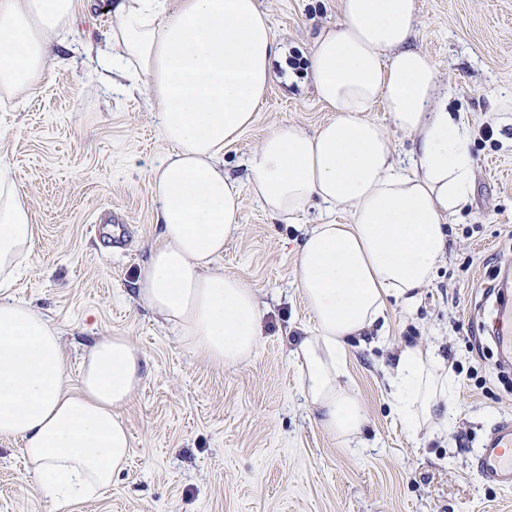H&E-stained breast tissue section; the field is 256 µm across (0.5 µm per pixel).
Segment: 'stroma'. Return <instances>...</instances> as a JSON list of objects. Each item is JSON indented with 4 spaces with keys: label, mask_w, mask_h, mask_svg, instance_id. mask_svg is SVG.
<instances>
[{
    "label": "stroma",
    "mask_w": 512,
    "mask_h": 512,
    "mask_svg": "<svg viewBox=\"0 0 512 512\" xmlns=\"http://www.w3.org/2000/svg\"><path fill=\"white\" fill-rule=\"evenodd\" d=\"M417 2L412 45L470 129L473 193L448 225L447 254L416 306L389 302L384 325L348 353L341 381L367 418L358 448L321 426L287 343L313 327L292 269L320 208L293 224L270 215L249 193L246 168L275 127L311 133L329 119L303 64L320 31L339 27L341 0H258L297 65L271 83L252 127L224 151L241 190L242 228L218 265L262 302L260 348L234 366L190 354L136 299L133 283L158 234L150 178L171 147L147 95L104 83L83 52L102 41L110 15L78 12L68 64L32 90L0 92V165L21 187L35 228L12 295L56 325L70 371L107 335L127 337L149 368L120 410L133 447L111 490L47 503L20 440L0 439V512H512V490L485 483L474 467L482 439L512 416V370L496 365L487 291L512 266V112L503 109L512 102V0ZM413 343L463 366L448 431L407 433L393 411L388 371Z\"/></svg>",
    "instance_id": "1"
}]
</instances>
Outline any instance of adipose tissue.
Here are the masks:
<instances>
[{"label": "adipose tissue", "instance_id": "1", "mask_svg": "<svg viewBox=\"0 0 512 512\" xmlns=\"http://www.w3.org/2000/svg\"><path fill=\"white\" fill-rule=\"evenodd\" d=\"M95 0H0V89L47 81L54 46ZM112 17L105 72L146 93L173 151L151 178L159 241L135 283L137 297L191 353L236 365L259 347L261 301L216 266L241 228L242 198L220 163L249 128L284 58L257 0H106ZM417 0H342L340 27L323 30L311 78L331 120L309 133L284 125L248 161L252 197L290 219L313 200L329 216L307 234L293 278L315 327L293 337L301 387L322 426L345 441L366 424L357 395L338 377L350 343L384 317L388 300L414 306L446 254V225L469 201V128L448 110V92L410 46ZM384 103L417 146L399 167L386 129L368 119ZM345 209L351 220L331 214ZM34 241L26 202L0 166V437L16 438L55 506L94 500L125 468L132 437L121 407L147 361L123 336L89 345L70 388L60 332L8 296ZM396 415L411 433L451 426L455 377L432 347H404L389 378Z\"/></svg>", "mask_w": 512, "mask_h": 512}]
</instances>
